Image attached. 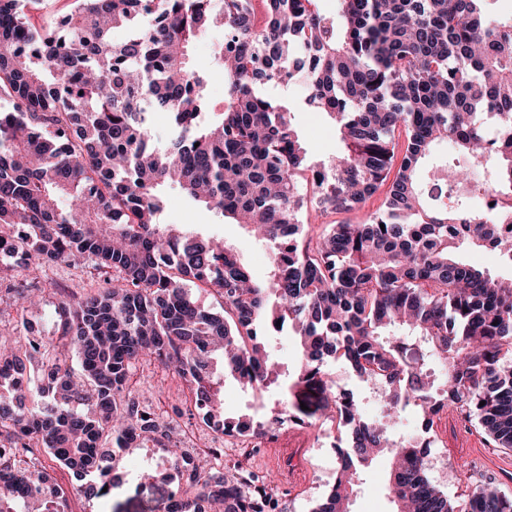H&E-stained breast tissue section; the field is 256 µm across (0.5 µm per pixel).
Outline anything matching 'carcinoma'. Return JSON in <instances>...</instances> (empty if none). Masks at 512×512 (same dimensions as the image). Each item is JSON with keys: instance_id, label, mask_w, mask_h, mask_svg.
Wrapping results in <instances>:
<instances>
[{"instance_id": "obj_1", "label": "carcinoma", "mask_w": 512, "mask_h": 512, "mask_svg": "<svg viewBox=\"0 0 512 512\" xmlns=\"http://www.w3.org/2000/svg\"><path fill=\"white\" fill-rule=\"evenodd\" d=\"M41 2L0 0V257L30 256L16 272L87 265L105 287L59 303L52 336L35 342L25 315L45 289L0 276L21 326L0 335V512L64 505L41 455L102 497L116 453L171 447V424L133 394L143 361L189 389L176 418L224 436L323 417L350 428L314 512H348L359 468L384 453L397 512H512L493 486L457 508L426 476L431 442L397 431L410 406L429 426L453 408L512 449V288L459 257L484 247L512 264V136L490 143L483 127L512 131V11L499 0H336L334 13L318 0H72L39 25ZM212 27L224 29L219 113L210 71L189 57ZM114 29L128 38L112 42ZM297 81L306 108L337 126L327 164L310 162L293 109L264 93ZM156 112L172 120L164 147L150 143ZM448 141L471 162L491 157L498 219L475 206L469 169L437 157ZM167 188L272 242L268 279L219 240L162 223ZM371 200L360 224L311 228ZM260 325L290 329L299 353L266 425L226 416L223 399L228 378L249 393L280 385ZM337 361L378 386V417L339 391ZM172 458L182 491L160 512H283L271 478L186 448Z\"/></svg>"}]
</instances>
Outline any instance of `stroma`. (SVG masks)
I'll return each instance as SVG.
<instances>
[{
  "label": "stroma",
  "mask_w": 512,
  "mask_h": 512,
  "mask_svg": "<svg viewBox=\"0 0 512 512\" xmlns=\"http://www.w3.org/2000/svg\"><path fill=\"white\" fill-rule=\"evenodd\" d=\"M306 90L295 83L278 87L274 96L288 98L294 103L293 123L300 132L314 160L333 157L340 147L333 121L320 112L303 107ZM163 223L183 224L201 236L224 239L244 259L255 278L266 279L271 260V243L253 237L243 226L219 217L179 192H170ZM18 280L32 281L46 288L45 304L28 313L29 322L36 325L40 334L50 331L56 306L64 294L80 296L92 294L102 288L97 273L89 267H72L63 263L30 267L19 272ZM136 396L142 405L156 412H163L168 403L184 399L188 390L172 372L159 366L139 367L135 376ZM323 424L299 427L292 423L274 427L273 435L264 439L261 446L251 451L235 448L225 452V463L242 462L254 472H271L280 475L283 490L284 512H313L316 505L330 492L336 481V442L346 441V434L338 437L324 436ZM430 436L433 440L427 458L429 479L447 493L452 502L458 503L468 494L483 486L494 484L501 494L512 497V449L493 447L477 420L459 417L448 411L435 420ZM288 449L298 461L302 480L289 484L283 475L285 464H273L278 449ZM144 450L116 458L114 480L107 496L89 497L78 489L79 483L67 470L51 466L48 473L54 484L65 489H75L68 500L70 512H155L158 503L174 489L172 470L153 477V464L145 461ZM391 463L387 456L376 457L359 472L358 486L349 502V512H394L387 492Z\"/></svg>",
  "instance_id": "obj_1"
}]
</instances>
